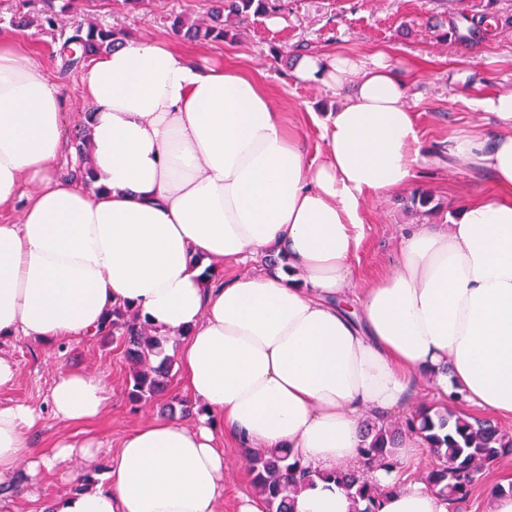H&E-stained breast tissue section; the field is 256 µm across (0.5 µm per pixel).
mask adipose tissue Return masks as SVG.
Returning a JSON list of instances; mask_svg holds the SVG:
<instances>
[{
	"label": "adipose tissue",
	"mask_w": 512,
	"mask_h": 512,
	"mask_svg": "<svg viewBox=\"0 0 512 512\" xmlns=\"http://www.w3.org/2000/svg\"><path fill=\"white\" fill-rule=\"evenodd\" d=\"M296 77L339 99L316 116L323 147L307 156L269 94L233 68L192 63L176 36H127L91 57L80 91L93 104L92 188L61 180V92L46 68L0 41V335L88 336L113 307L139 311L168 337L204 411L194 425L156 419L123 435L103 483L51 512H219L236 447L287 450L322 473L362 466V425L407 414L428 379L440 398L512 420V93H480L474 111L502 127L453 138L449 165L488 171L507 200L463 204L449 224H411L394 263L351 294L367 196L410 184L428 160L407 106L410 80L383 52L309 55ZM274 252L287 269L211 278L205 267ZM96 375H60L50 411L88 420L106 408ZM38 419L0 405V476L30 472L94 441L31 456ZM379 512H452L424 481L375 470ZM293 512H354L317 481Z\"/></svg>",
	"instance_id": "1"
}]
</instances>
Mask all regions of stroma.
<instances>
[{
    "mask_svg": "<svg viewBox=\"0 0 512 512\" xmlns=\"http://www.w3.org/2000/svg\"><path fill=\"white\" fill-rule=\"evenodd\" d=\"M60 8L56 29L33 26L21 31L10 24L17 11L38 15L42 0H0V36L31 41L33 55L50 72L67 100L69 119L89 111L79 91L80 70L63 71L58 48L64 32L77 22L97 20L126 30L132 35L164 37L170 32L169 16L186 12L190 20H203L210 0H141L130 7L124 0H77L74 10ZM486 0H287L277 22L249 18L235 39L201 40L186 43L193 57L215 64H234L262 85L281 112L285 126L297 133L308 153H315L323 141L312 119L331 101L329 90L299 81L292 66L275 58L278 47L288 53L303 49L309 54L344 52L355 55L384 51L396 57L418 75L408 97L420 140L433 160L417 172L413 183L370 197L364 207V239L354 265L361 286H369L395 260L402 232L409 224H445L467 201L494 195L491 176L486 172L458 169L448 164L452 137L483 131L495 134L492 118L472 111L471 91L452 82L458 70L470 71L480 90L512 92V0H498L501 18L494 31L476 32L467 40H440L429 25L437 18L443 30L466 27L468 19L479 18ZM426 192L428 208L413 206L416 191ZM0 351L16 362L19 376L12 388L0 390V404L25 402L38 408L41 420L29 435L32 450L51 453L62 438H89L110 449L128 431L142 423L163 418L162 401L133 404L128 397L129 364L119 341L91 337H69L37 341L23 336L0 338ZM91 372L102 377L111 397L106 411L96 419L64 424L48 409V394L59 373ZM231 466L224 476L221 512H233L239 495L253 491L252 477L241 452L225 446ZM104 480L101 469L85 467L75 459L30 475L26 462H19L9 477L16 490L0 496V512H46L60 496L79 490L84 476Z\"/></svg>",
    "mask_w": 512,
    "mask_h": 512,
    "instance_id": "35a3bbf8",
    "label": "stroma"
}]
</instances>
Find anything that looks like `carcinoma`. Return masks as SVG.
I'll use <instances>...</instances> for the list:
<instances>
[{
	"instance_id": "1",
	"label": "carcinoma",
	"mask_w": 512,
	"mask_h": 512,
	"mask_svg": "<svg viewBox=\"0 0 512 512\" xmlns=\"http://www.w3.org/2000/svg\"><path fill=\"white\" fill-rule=\"evenodd\" d=\"M282 0H212L208 22L191 23L184 15L170 16L172 29L189 41L225 40L236 36L235 27L249 16H267L282 10ZM123 34L110 25L78 24L70 29L62 42L59 55L62 68L70 70L112 47L116 37ZM88 127L80 125L75 133L76 148L84 163L78 173L89 172L87 157ZM103 338L121 341L130 363L129 397L134 402H150L169 394L173 360L153 359L164 336H156L139 314L128 307L116 306L99 330ZM364 447L361 454L365 469L338 468L331 473H319L304 467L300 460L263 448L251 449L246 457L254 490L264 496L267 512H291L292 496L303 486L318 480H331L348 497L364 508L356 512H379L380 500L386 488L373 480L368 471L382 469L391 473L399 468L395 449L407 436L416 437L432 449L435 463L425 480L438 493L452 502L465 499L479 480L483 469L512 448V434L489 420H470L450 408L429 411L424 409L403 421H366Z\"/></svg>"
}]
</instances>
